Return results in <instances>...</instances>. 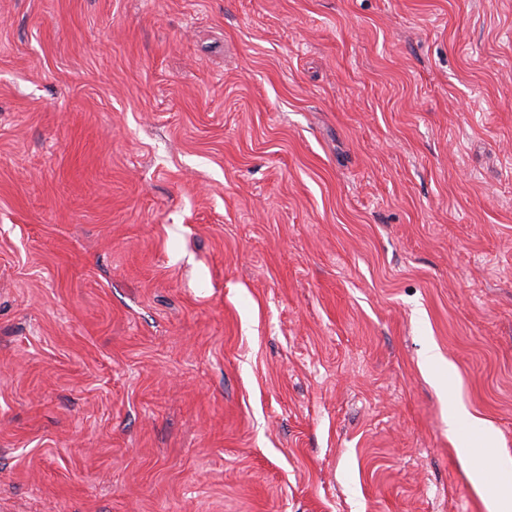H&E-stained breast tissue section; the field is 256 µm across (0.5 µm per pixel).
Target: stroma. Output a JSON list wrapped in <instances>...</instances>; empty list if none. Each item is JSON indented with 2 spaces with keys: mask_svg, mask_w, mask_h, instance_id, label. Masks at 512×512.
Segmentation results:
<instances>
[{
  "mask_svg": "<svg viewBox=\"0 0 512 512\" xmlns=\"http://www.w3.org/2000/svg\"><path fill=\"white\" fill-rule=\"evenodd\" d=\"M485 421L512 0H0V512H487ZM496 441L497 433L495 429L493 427L484 426L479 435L477 444L472 448H460V456L469 458L482 454L492 459Z\"/></svg>",
  "mask_w": 512,
  "mask_h": 512,
  "instance_id": "stroma-1",
  "label": "stroma"
}]
</instances>
